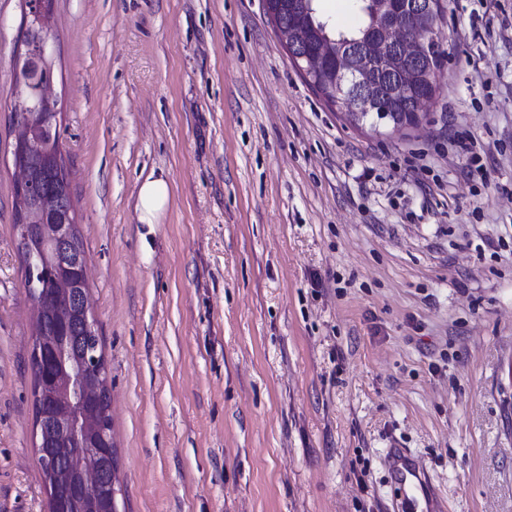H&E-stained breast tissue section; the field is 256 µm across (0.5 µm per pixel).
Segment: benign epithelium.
Returning <instances> with one entry per match:
<instances>
[{
    "label": "benign epithelium",
    "instance_id": "1",
    "mask_svg": "<svg viewBox=\"0 0 512 512\" xmlns=\"http://www.w3.org/2000/svg\"><path fill=\"white\" fill-rule=\"evenodd\" d=\"M25 32L37 31L40 39L23 40V60L16 70L14 111L24 113L12 144V161L21 178L15 185V224L19 231L29 295L34 307L37 334L31 364L39 370L50 360L54 373L36 377L34 392L35 438L51 512H69L70 499L64 493L77 483L92 512H119L118 477L112 441L110 389L107 363L101 345L79 358L72 355L69 338L56 336L47 343L49 327H63L79 314L90 337H97V324L87 288V268L61 280L56 292L68 303L47 306L43 277L56 259L62 243L77 234L76 217L62 224L49 220L55 205L30 199L28 163L35 148L34 130L47 122L59 121L57 101L46 74L52 71L47 51L49 0H23ZM373 27L364 39L363 50L355 53L352 43L323 37L320 49L299 55L297 48L314 39L318 28L304 19L291 31H277L280 40L304 77L330 97L341 113L359 116L379 108L374 77L389 71L398 73L408 60L427 64L423 79L429 91L418 95L409 116L395 123L403 129L420 123L425 106L436 91V74L443 57L437 31L444 2L436 0H369Z\"/></svg>",
    "mask_w": 512,
    "mask_h": 512
}]
</instances>
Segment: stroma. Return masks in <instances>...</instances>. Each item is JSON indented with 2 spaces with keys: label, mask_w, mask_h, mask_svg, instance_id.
Listing matches in <instances>:
<instances>
[{
  "label": "stroma",
  "mask_w": 512,
  "mask_h": 512,
  "mask_svg": "<svg viewBox=\"0 0 512 512\" xmlns=\"http://www.w3.org/2000/svg\"><path fill=\"white\" fill-rule=\"evenodd\" d=\"M0 0V512H50ZM415 128L351 127L262 0H55L64 164L122 512H512V0H447ZM167 180L158 223L138 192ZM387 469L390 482L403 491L406 496L400 502L398 511L413 512L416 499L407 495V489H420L425 497L430 493V484L426 472L413 456L405 449L394 446L388 455Z\"/></svg>",
  "instance_id": "stroma-1"
}]
</instances>
